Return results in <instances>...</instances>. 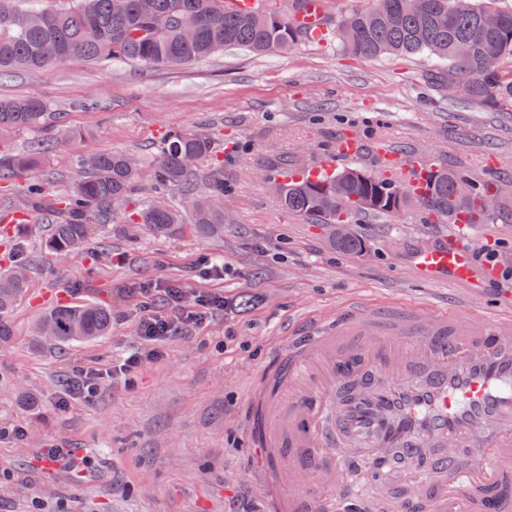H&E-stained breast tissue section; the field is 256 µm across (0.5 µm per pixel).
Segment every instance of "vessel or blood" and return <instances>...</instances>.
<instances>
[{"label": "vessel or blood", "instance_id": "1", "mask_svg": "<svg viewBox=\"0 0 512 512\" xmlns=\"http://www.w3.org/2000/svg\"><path fill=\"white\" fill-rule=\"evenodd\" d=\"M299 22L328 30L323 0ZM422 279L482 285L475 257L456 243L418 251ZM244 433L267 512H360L351 496L297 489L307 470L338 482L360 462L421 469L400 512H512V336L481 316L405 308L386 314L355 301L331 323L303 318L271 354L246 401Z\"/></svg>", "mask_w": 512, "mask_h": 512}]
</instances>
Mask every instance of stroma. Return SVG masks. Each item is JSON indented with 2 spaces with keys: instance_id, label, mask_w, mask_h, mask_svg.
<instances>
[{
  "instance_id": "35a3bbf8",
  "label": "stroma",
  "mask_w": 512,
  "mask_h": 512,
  "mask_svg": "<svg viewBox=\"0 0 512 512\" xmlns=\"http://www.w3.org/2000/svg\"><path fill=\"white\" fill-rule=\"evenodd\" d=\"M434 72L423 54L362 59L334 43L302 41L283 55L228 48L181 66L80 62L0 78V96L35 94L49 106V131L20 130L10 140L17 152L47 142V192L78 178L82 154H133L144 162L141 193L129 203L138 208L160 142L194 130L215 144L196 177L223 163L227 213L221 237L198 236L186 224L161 238L120 212L112 217L118 260L101 256L95 242L58 260L46 249L42 216L20 207L25 179L0 182V217L15 219L0 262L39 260L10 314L14 335L0 346V428L21 431L0 437V512H264L241 421L257 372L287 342L290 319H331L352 298L512 319V193L499 197L488 224H425L414 208L393 219L353 218L363 247L343 252L335 225L289 216L269 189L278 159L298 174L323 163L344 169L336 142L345 135L362 143L359 166L371 173L382 170L383 144L410 160L463 167L478 180L512 177V112L449 96ZM64 133L70 141L56 147ZM451 236L475 251L479 267H496L483 288L414 274L410 254ZM205 257L223 259V278L205 274ZM160 281L221 294L226 307L201 329L173 337L136 385L108 380L94 402L57 407L76 369L111 366L113 356L139 347V299L125 288ZM90 301L111 310L109 335L63 347L31 336L47 308ZM51 448L65 457L48 468ZM413 481L395 472L353 481L349 490L368 512H396Z\"/></svg>"
}]
</instances>
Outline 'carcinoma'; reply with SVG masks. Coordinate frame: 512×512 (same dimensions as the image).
I'll return each instance as SVG.
<instances>
[{"instance_id":"carcinoma-1","label":"carcinoma","mask_w":512,"mask_h":512,"mask_svg":"<svg viewBox=\"0 0 512 512\" xmlns=\"http://www.w3.org/2000/svg\"><path fill=\"white\" fill-rule=\"evenodd\" d=\"M225 0H62L42 10L26 0H0V76L15 71L39 70L74 62L182 65L238 47L257 54L285 52L305 32L291 20L302 0H268L270 7L233 13ZM494 0H373L370 8L353 10L336 28L338 45L347 53L375 59L387 55L427 53L448 64L439 80L471 84L468 100L512 107V73L502 70L512 58V8L493 6ZM467 43L470 53L456 55ZM49 118L46 102L38 96H0V180L18 178L41 165L38 153H9L4 143L19 130L44 131ZM213 153L212 141L191 130L164 139L158 149L150 195L131 213L157 236L173 234L188 211L195 231L203 236H224V168L212 169L205 182H194L196 162ZM82 176L46 209L51 226L48 247L59 258L81 251L93 239L110 257L105 225L129 200L141 175L138 158L123 153L89 152L80 157ZM273 183L280 185L279 205L289 213L319 224L350 221L356 214L395 218L415 204L423 223L432 220L457 224L467 217L486 219L494 210L490 197L496 184L478 183L464 169L437 164L427 167L416 184L391 176H375L350 167L335 174L283 179L288 164L273 165ZM472 185V194L459 200L457 179ZM179 190L184 209L166 201ZM41 181L26 187L24 203L41 208ZM27 263L0 269V344L12 336L9 313L29 287ZM110 310L95 303L55 307L37 318L33 334L68 345L107 335Z\"/></svg>"}]
</instances>
